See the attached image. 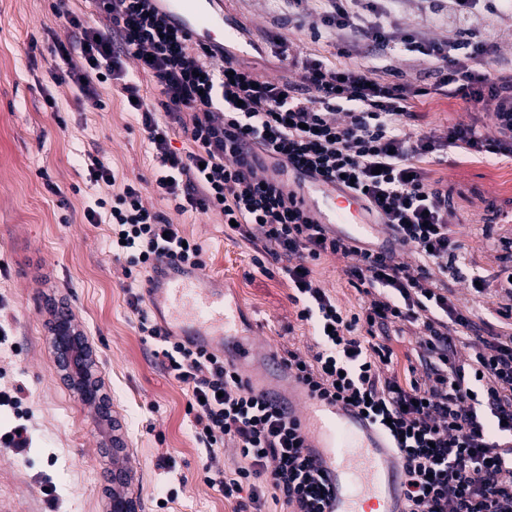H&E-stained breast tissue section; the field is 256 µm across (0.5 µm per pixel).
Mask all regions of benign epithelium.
I'll return each instance as SVG.
<instances>
[{"instance_id": "benign-epithelium-1", "label": "benign epithelium", "mask_w": 512, "mask_h": 512, "mask_svg": "<svg viewBox=\"0 0 512 512\" xmlns=\"http://www.w3.org/2000/svg\"><path fill=\"white\" fill-rule=\"evenodd\" d=\"M56 342L58 353L63 355L61 367L70 385L81 392L87 402L104 407V398L98 393V387L92 374V361L88 357L87 343L83 336L75 333L69 321V315L59 314L56 322Z\"/></svg>"}]
</instances>
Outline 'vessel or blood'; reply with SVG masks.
Listing matches in <instances>:
<instances>
[{
    "mask_svg": "<svg viewBox=\"0 0 512 512\" xmlns=\"http://www.w3.org/2000/svg\"><path fill=\"white\" fill-rule=\"evenodd\" d=\"M206 0H167L172 13L185 24L195 39L215 43L238 41L235 31L225 29L223 18L211 14ZM310 200L321 223L350 226V236L362 239L372 227L359 222V207L325 182L315 183ZM150 302L164 301L166 328L177 336H193L220 350L236 365L263 355L270 371H282L274 350L258 351L255 343L238 336L240 312L228 302L223 289L212 287L199 272L164 263L150 274ZM265 399L284 405L289 418L311 448L310 458L327 489L325 512H402L400 486L403 470L383 432L356 408L307 400L281 402L272 392Z\"/></svg>",
    "mask_w": 512,
    "mask_h": 512,
    "instance_id": "vessel-or-blood-1",
    "label": "vessel or blood"
}]
</instances>
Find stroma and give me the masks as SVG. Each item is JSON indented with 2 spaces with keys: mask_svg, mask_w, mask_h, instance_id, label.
<instances>
[{
  "mask_svg": "<svg viewBox=\"0 0 512 512\" xmlns=\"http://www.w3.org/2000/svg\"><path fill=\"white\" fill-rule=\"evenodd\" d=\"M55 0H0V391L22 386L30 446L25 455L0 446V512H106L113 469L126 471L124 494L136 512H233L232 504L203 480L240 463L232 446L200 443L187 412L189 396L169 378L142 341L137 316L127 304L129 284L114 261L110 229L88 223L84 209L107 196L90 187L85 160L103 157L117 180H152L153 149L137 113L116 89L102 88V107L80 106L50 72L49 47L65 36L67 21ZM215 11L239 33L238 63L264 77L292 81L279 44L332 63L334 42L314 36L318 13L289 21L275 0H215ZM57 108L49 110L46 95ZM413 128L446 126L490 116L440 91L416 106ZM448 189L452 219L466 254L464 277L480 274L482 293L453 287L454 297L488 317L496 308L495 276L502 267L497 240H512V159L467 161L450 154L427 165ZM167 217L205 253L203 272L224 281L225 296L238 301L240 330L261 347L309 354L312 328L297 320L290 289L277 264L262 269L247 242L224 232L211 213ZM490 233H483V226ZM343 260L327 257L315 275L343 309L359 311L362 298L342 272ZM66 306L74 328L86 337L106 396V415L87 404L57 363L52 332L55 310ZM119 438L121 453L111 451ZM174 466L160 468V456ZM57 488L50 507L40 488ZM168 498L158 510L160 498Z\"/></svg>",
  "mask_w": 512,
  "mask_h": 512,
  "instance_id": "obj_1",
  "label": "stroma"
}]
</instances>
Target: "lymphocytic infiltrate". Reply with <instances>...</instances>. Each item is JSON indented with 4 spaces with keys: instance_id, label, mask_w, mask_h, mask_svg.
<instances>
[{
    "instance_id": "f902f5d3",
    "label": "lymphocytic infiltrate",
    "mask_w": 512,
    "mask_h": 512,
    "mask_svg": "<svg viewBox=\"0 0 512 512\" xmlns=\"http://www.w3.org/2000/svg\"><path fill=\"white\" fill-rule=\"evenodd\" d=\"M66 2L56 7L70 30L51 52L74 94L95 106L101 85L118 83L156 153L159 198L233 223L234 234L281 264L296 317L314 339L310 356L291 351L283 364L311 399L352 403L383 428L406 475L404 512H512V335H477L472 308L454 302L448 278L465 246L447 191L426 169L451 152L512 158V54L502 46L512 0H421L430 13L446 14L444 39L404 30L398 0H318L338 60L292 59L293 85L257 77L228 48L195 41L159 0H93L108 20L103 28L69 14ZM366 47L380 59L416 57L433 82L373 79L350 65ZM127 58L150 75L158 104L126 81ZM442 89L489 113L491 125L411 132L415 104ZM160 109L180 123L193 151L172 147ZM291 168L353 192L388 228L392 247L374 249L320 223L303 193L283 181ZM87 171L90 182L113 192L84 217L109 224L125 274L164 259L203 268L201 244L146 207L138 184L117 182L94 156ZM401 249L412 261L398 257ZM328 256L346 259L343 273L362 296L359 312L342 309L315 277ZM127 303L168 377L187 387L199 441L208 448L231 443L240 456L241 466L210 481L235 512H262L269 500L283 512H323L297 423L255 394L219 351L152 322L140 293L130 292ZM408 325L418 361L404 383L390 373L394 350L385 339ZM470 335L474 353L459 359L456 344Z\"/></svg>"
}]
</instances>
